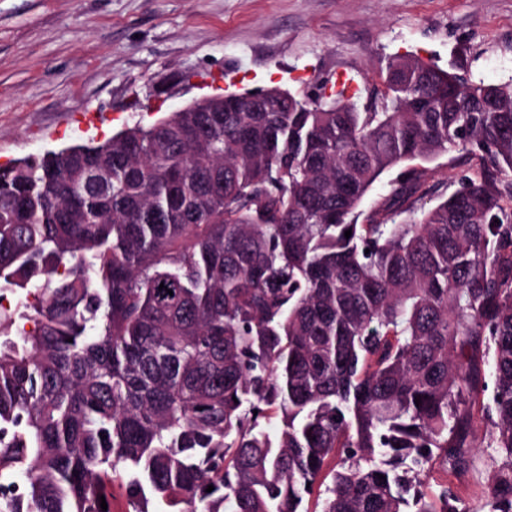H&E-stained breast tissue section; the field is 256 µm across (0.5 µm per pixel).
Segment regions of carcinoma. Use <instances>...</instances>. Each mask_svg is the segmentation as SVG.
Wrapping results in <instances>:
<instances>
[{
  "instance_id": "cac0c4a2",
  "label": "carcinoma",
  "mask_w": 512,
  "mask_h": 512,
  "mask_svg": "<svg viewBox=\"0 0 512 512\" xmlns=\"http://www.w3.org/2000/svg\"><path fill=\"white\" fill-rule=\"evenodd\" d=\"M266 94L0 166V512H512V80ZM425 166L428 168L429 184L433 186V193L426 200L427 206H434L442 197L458 189L461 179L470 173L464 159L450 164L445 157ZM491 448H479L474 457L472 468L463 476L448 472L446 473L442 466L437 463L428 478L426 490L435 491L439 484H448L452 487L459 502L456 503L462 512H487L485 486L489 470V456L492 454Z\"/></svg>"
}]
</instances>
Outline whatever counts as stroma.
<instances>
[{
    "label": "stroma",
    "instance_id": "stroma-1",
    "mask_svg": "<svg viewBox=\"0 0 512 512\" xmlns=\"http://www.w3.org/2000/svg\"><path fill=\"white\" fill-rule=\"evenodd\" d=\"M411 54L463 79H512V0H0V164L101 141L196 98L334 82L365 103L387 59ZM428 205L465 160L428 163ZM490 449L468 473L434 466L460 512H488Z\"/></svg>",
    "mask_w": 512,
    "mask_h": 512
}]
</instances>
